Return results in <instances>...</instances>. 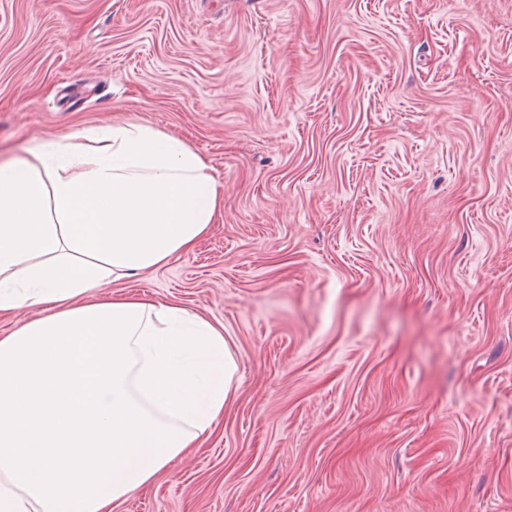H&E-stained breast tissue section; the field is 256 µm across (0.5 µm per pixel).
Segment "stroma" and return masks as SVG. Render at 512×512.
<instances>
[{
    "mask_svg": "<svg viewBox=\"0 0 512 512\" xmlns=\"http://www.w3.org/2000/svg\"><path fill=\"white\" fill-rule=\"evenodd\" d=\"M109 120L224 186L111 294L237 363L113 512H512V0H0V158Z\"/></svg>",
    "mask_w": 512,
    "mask_h": 512,
    "instance_id": "stroma-1",
    "label": "stroma"
}]
</instances>
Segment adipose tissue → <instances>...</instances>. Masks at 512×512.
<instances>
[{
	"instance_id": "adipose-tissue-1",
	"label": "adipose tissue",
	"mask_w": 512,
	"mask_h": 512,
	"mask_svg": "<svg viewBox=\"0 0 512 512\" xmlns=\"http://www.w3.org/2000/svg\"><path fill=\"white\" fill-rule=\"evenodd\" d=\"M223 210L203 157L147 125L0 161V314L46 309L0 336V512H112L223 416V325L104 293L193 250Z\"/></svg>"
}]
</instances>
